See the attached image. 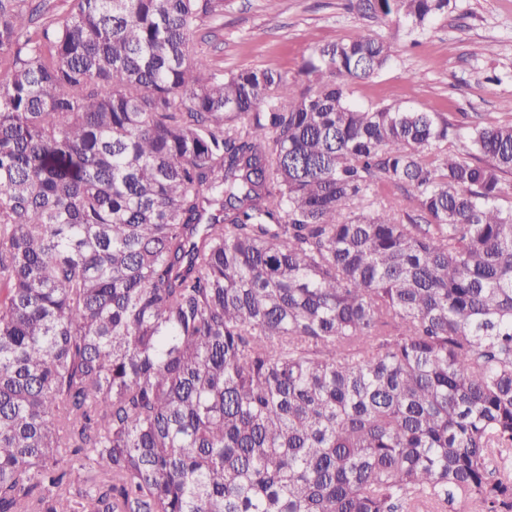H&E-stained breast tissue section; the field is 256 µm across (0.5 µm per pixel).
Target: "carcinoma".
I'll return each instance as SVG.
<instances>
[{
    "instance_id": "obj_1",
    "label": "carcinoma",
    "mask_w": 512,
    "mask_h": 512,
    "mask_svg": "<svg viewBox=\"0 0 512 512\" xmlns=\"http://www.w3.org/2000/svg\"><path fill=\"white\" fill-rule=\"evenodd\" d=\"M38 11L0 0V512H512V122L354 104L363 32L226 74L224 0Z\"/></svg>"
}]
</instances>
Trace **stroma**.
<instances>
[{
  "label": "stroma",
  "mask_w": 512,
  "mask_h": 512,
  "mask_svg": "<svg viewBox=\"0 0 512 512\" xmlns=\"http://www.w3.org/2000/svg\"><path fill=\"white\" fill-rule=\"evenodd\" d=\"M389 39V64L353 81L362 107L398 104L512 120V0H451L424 29L366 26L348 0H224L223 15L194 36L213 67L296 75L314 49L358 31ZM491 53L479 54L480 46Z\"/></svg>",
  "instance_id": "stroma-1"
}]
</instances>
